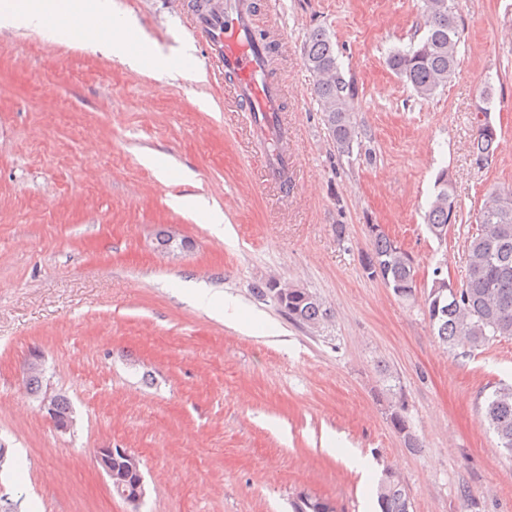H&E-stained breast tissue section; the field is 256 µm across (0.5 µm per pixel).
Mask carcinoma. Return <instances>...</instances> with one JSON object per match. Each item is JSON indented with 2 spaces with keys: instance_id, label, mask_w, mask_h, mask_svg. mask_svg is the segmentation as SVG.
I'll use <instances>...</instances> for the list:
<instances>
[{
  "instance_id": "obj_1",
  "label": "carcinoma",
  "mask_w": 512,
  "mask_h": 512,
  "mask_svg": "<svg viewBox=\"0 0 512 512\" xmlns=\"http://www.w3.org/2000/svg\"><path fill=\"white\" fill-rule=\"evenodd\" d=\"M427 33L418 44L389 55L388 66L410 84L414 93L430 98L455 74L458 67L460 19L453 0H423ZM304 64L314 78L323 120L337 149L346 154L360 144L350 100L354 89L342 77L331 37L313 29L304 46ZM496 130L487 120L478 124L473 148L477 157L494 159ZM434 237L456 221V202L448 173H439L435 196L425 214ZM371 249L361 258L363 274L379 276L401 300L416 295V274L411 255L379 224L369 225ZM466 280L456 286L435 268L432 285L424 296V313L433 335L450 350L477 348L497 337L512 336V189L489 191L479 215V228L467 241ZM277 299L288 318L315 329L328 318L323 302L305 288L278 285ZM482 421L494 432L500 447L512 454V385L494 388L487 398ZM390 422L409 448L419 447L405 417L392 410ZM381 512H410L408 491L395 472L386 470L377 486ZM295 512H326L325 499L303 495Z\"/></svg>"
}]
</instances>
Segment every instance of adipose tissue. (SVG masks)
I'll return each instance as SVG.
<instances>
[{
  "instance_id": "1",
  "label": "adipose tissue",
  "mask_w": 512,
  "mask_h": 512,
  "mask_svg": "<svg viewBox=\"0 0 512 512\" xmlns=\"http://www.w3.org/2000/svg\"><path fill=\"white\" fill-rule=\"evenodd\" d=\"M28 27L50 39L87 47L107 46L113 57L158 78H201L192 46L169 57L139 40L132 22L112 7V0H0V28Z\"/></svg>"
}]
</instances>
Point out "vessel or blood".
<instances>
[{
	"instance_id": "1",
	"label": "vessel or blood",
	"mask_w": 512,
	"mask_h": 512,
	"mask_svg": "<svg viewBox=\"0 0 512 512\" xmlns=\"http://www.w3.org/2000/svg\"><path fill=\"white\" fill-rule=\"evenodd\" d=\"M186 14L202 46L209 77L225 86L240 111L249 113L257 132L274 144L267 169L280 188L288 186V127L281 123L280 86L270 76L272 49L253 41L255 0H174Z\"/></svg>"
}]
</instances>
